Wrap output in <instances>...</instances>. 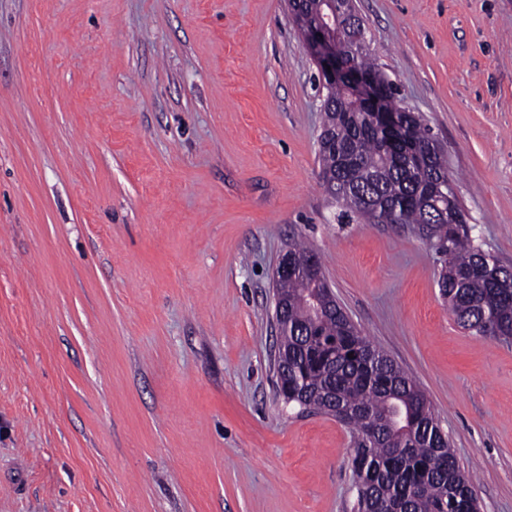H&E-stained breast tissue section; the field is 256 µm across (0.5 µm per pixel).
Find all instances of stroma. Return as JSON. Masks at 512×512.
<instances>
[{
	"mask_svg": "<svg viewBox=\"0 0 512 512\" xmlns=\"http://www.w3.org/2000/svg\"><path fill=\"white\" fill-rule=\"evenodd\" d=\"M512 266V0H356ZM286 0H0V512H357L351 436L277 388L295 240L512 512V343L409 224L340 223Z\"/></svg>",
	"mask_w": 512,
	"mask_h": 512,
	"instance_id": "obj_1",
	"label": "stroma"
}]
</instances>
